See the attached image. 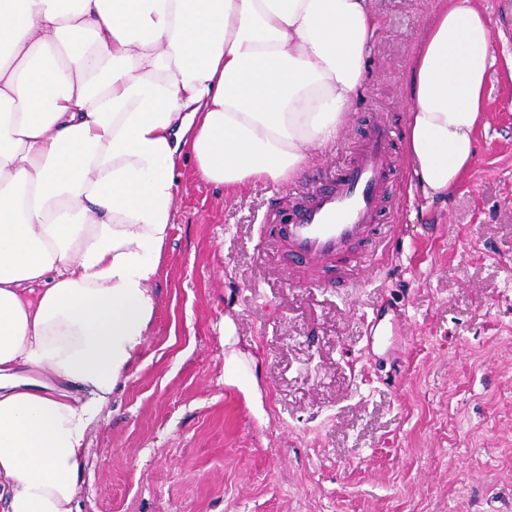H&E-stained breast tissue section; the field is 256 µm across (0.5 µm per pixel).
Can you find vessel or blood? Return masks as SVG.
I'll use <instances>...</instances> for the list:
<instances>
[{
	"label": "vessel or blood",
	"instance_id": "b4317fda",
	"mask_svg": "<svg viewBox=\"0 0 512 512\" xmlns=\"http://www.w3.org/2000/svg\"><path fill=\"white\" fill-rule=\"evenodd\" d=\"M391 133L376 127L336 183L316 187L292 206L283 248L288 257L332 271L359 246L365 265H383L394 225L380 221L378 205L394 160Z\"/></svg>",
	"mask_w": 512,
	"mask_h": 512
}]
</instances>
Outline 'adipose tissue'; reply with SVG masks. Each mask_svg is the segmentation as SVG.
Masks as SVG:
<instances>
[{
    "instance_id": "obj_1",
    "label": "adipose tissue",
    "mask_w": 512,
    "mask_h": 512,
    "mask_svg": "<svg viewBox=\"0 0 512 512\" xmlns=\"http://www.w3.org/2000/svg\"><path fill=\"white\" fill-rule=\"evenodd\" d=\"M373 0H0V512H80L87 436L139 356L183 157L300 177L365 75ZM490 19L442 0L407 75L418 189L475 156Z\"/></svg>"
}]
</instances>
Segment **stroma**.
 I'll list each match as a JSON object with an SVG mask.
<instances>
[{"instance_id":"stroma-1","label":"stroma","mask_w":512,"mask_h":512,"mask_svg":"<svg viewBox=\"0 0 512 512\" xmlns=\"http://www.w3.org/2000/svg\"><path fill=\"white\" fill-rule=\"evenodd\" d=\"M474 5L493 64L448 198L412 187L402 149L438 0H374L362 94L300 178L226 191L184 162L153 323L89 433L81 512H512V0ZM380 122L401 146L396 269L293 283L279 220ZM383 300L402 316L394 385L367 349Z\"/></svg>"}]
</instances>
